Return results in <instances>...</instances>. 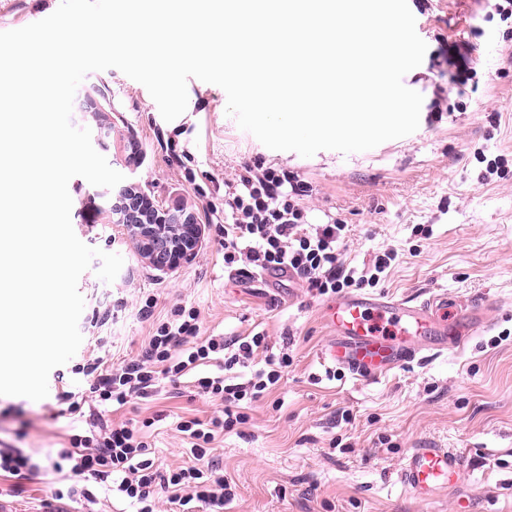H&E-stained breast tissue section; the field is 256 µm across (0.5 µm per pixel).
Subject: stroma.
<instances>
[{
	"instance_id": "35a3bbf8",
	"label": "stroma",
	"mask_w": 512,
	"mask_h": 512,
	"mask_svg": "<svg viewBox=\"0 0 512 512\" xmlns=\"http://www.w3.org/2000/svg\"><path fill=\"white\" fill-rule=\"evenodd\" d=\"M60 0H0V31L53 13ZM429 55L441 44L477 39L478 74L465 95L435 103L439 79L428 60L403 83L422 94L414 133L364 151L322 150L304 158L265 147L226 113L222 88L192 78L188 107L165 121L148 90L115 68L95 71L79 85L71 122L94 127L84 96L112 114L106 159L126 182L163 207L192 211L204 226L196 256L162 272L105 216L117 189L74 177L71 222L88 246L122 256L113 282L93 260L80 277L85 300L78 357L101 336L121 361L141 354L152 322L174 303L196 307L204 336L263 333L273 351L292 358L278 387L254 402L239 432L217 435L212 456L235 497L224 512H512V30L488 19L485 0H408ZM503 158L505 177L487 175ZM259 160L308 182L313 217L331 214L348 224L342 250L351 266L375 256L396 258L372 294L423 300L444 292L449 301H491L494 326L462 350H448L394 370L379 382L337 369L325 375L318 354L329 332L320 320L323 296L297 279L266 286L224 268L221 235L209 205L223 206L224 179ZM154 299L152 318L139 309ZM21 409L34 426L21 442L39 459L64 444L65 419L51 420L54 396L33 401L0 395V408ZM213 402L190 384H165L152 401L132 400L110 416L145 423L162 462L183 464L176 416L211 417ZM415 448H452L465 467L457 488L427 508L400 480Z\"/></svg>"
}]
</instances>
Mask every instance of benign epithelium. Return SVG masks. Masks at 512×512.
Returning <instances> with one entry per match:
<instances>
[{
  "instance_id": "obj_1",
  "label": "benign epithelium",
  "mask_w": 512,
  "mask_h": 512,
  "mask_svg": "<svg viewBox=\"0 0 512 512\" xmlns=\"http://www.w3.org/2000/svg\"><path fill=\"white\" fill-rule=\"evenodd\" d=\"M87 105L98 118L94 140L103 147V137L112 129V116L92 97L87 98ZM107 223L124 227L137 241L144 258L160 271L173 270L190 260L204 234L194 213L157 207L132 184L119 190Z\"/></svg>"
}]
</instances>
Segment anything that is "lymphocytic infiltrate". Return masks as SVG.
Returning <instances> with one entry per match:
<instances>
[{
  "instance_id": "lymphocytic-infiltrate-1",
  "label": "lymphocytic infiltrate",
  "mask_w": 512,
  "mask_h": 512,
  "mask_svg": "<svg viewBox=\"0 0 512 512\" xmlns=\"http://www.w3.org/2000/svg\"><path fill=\"white\" fill-rule=\"evenodd\" d=\"M477 58L468 42L441 47L434 55L435 68H447L448 83L463 89L477 75ZM307 190L297 175L260 162L241 165L224 182V266L244 274L292 270L318 294H336L350 288L378 283L391 265L392 254L376 259L370 269L346 264L340 246L349 231L335 217L313 221L305 203ZM197 308L175 305L166 319L157 322L148 344L137 358L108 363L105 357L89 358L75 365L89 384L88 391L63 383L56 395L58 416L77 424L67 437V448L39 463L32 453L18 448L31 426L23 411L0 412V421L16 423L10 439L0 438V482L26 480L62 482L54 493L50 512H68L70 503L94 505L91 484L109 491L133 506L134 512H161L162 505L194 512L207 507L222 512L235 493L210 457L217 434L230 433L245 424V405L269 393L290 364L288 353H270L264 334L251 336L200 335ZM263 355L254 367L255 355ZM189 379L199 395L219 400L217 414L202 420L183 417L177 429L190 444L185 465L164 469L140 427L126 422L108 424L102 413L85 414L88 397L104 410L122 408L131 398L156 396L163 381Z\"/></svg>"
}]
</instances>
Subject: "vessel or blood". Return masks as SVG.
Returning a JSON list of instances; mask_svg holds the SVG:
<instances>
[{
	"label": "vessel or blood",
	"mask_w": 512,
	"mask_h": 512,
	"mask_svg": "<svg viewBox=\"0 0 512 512\" xmlns=\"http://www.w3.org/2000/svg\"><path fill=\"white\" fill-rule=\"evenodd\" d=\"M322 314L332 335L321 359L373 381L419 353L463 348L492 325L487 304L452 314L444 295L416 301L354 293L325 303ZM462 463V454L450 448H416L404 460L401 480L428 502L453 485Z\"/></svg>",
	"instance_id": "obj_1"
}]
</instances>
